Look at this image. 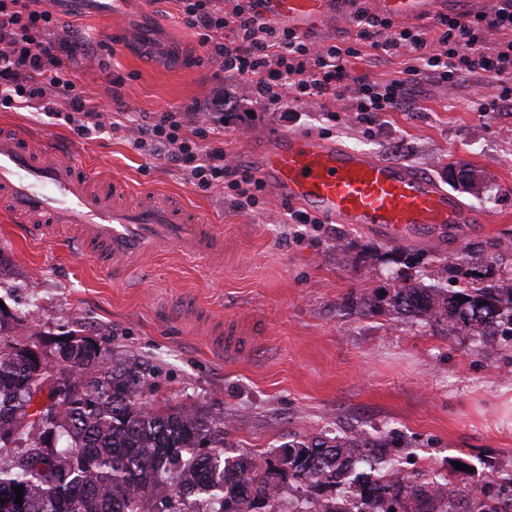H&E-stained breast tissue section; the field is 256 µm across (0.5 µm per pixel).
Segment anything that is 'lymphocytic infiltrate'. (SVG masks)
Instances as JSON below:
<instances>
[{"label": "lymphocytic infiltrate", "instance_id": "lymphocytic-infiltrate-1", "mask_svg": "<svg viewBox=\"0 0 512 512\" xmlns=\"http://www.w3.org/2000/svg\"><path fill=\"white\" fill-rule=\"evenodd\" d=\"M188 27L199 30L212 60L237 81L244 96L279 110L296 102L324 109L348 100L353 112H393L407 106L419 83L455 86L475 73L512 78V0H496L491 12L440 18L435 30L408 28L355 0L356 42L320 43L267 22L257 0H178ZM42 0H0V106H33L75 124L82 134L101 125L87 92L72 81L66 62L75 44ZM404 53L408 65L385 83L355 79L349 58ZM189 105L167 111L132 130L136 148L162 150L199 189L228 185L234 202L254 205L257 179L241 170L222 147L199 144L185 133Z\"/></svg>", "mask_w": 512, "mask_h": 512}]
</instances>
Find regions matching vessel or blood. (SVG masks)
<instances>
[{"label": "vessel or blood", "instance_id": "vessel-or-blood-1", "mask_svg": "<svg viewBox=\"0 0 512 512\" xmlns=\"http://www.w3.org/2000/svg\"><path fill=\"white\" fill-rule=\"evenodd\" d=\"M441 0H374L379 12L418 18ZM65 12L90 13L124 23L145 0H54ZM267 18L299 33L317 30L336 16L335 0H263ZM257 171L293 203L328 222L377 230L389 242L409 240L413 229L466 224L470 215L433 179L403 163L354 151L301 132L269 138ZM127 183L116 176L79 173L57 139L23 129L0 131V199L14 220L37 239L67 226L78 255L112 265L115 279L142 269L147 257L170 249L219 260L222 239L210 221L179 198L144 191L126 203ZM237 323L214 324L210 346L232 354L240 347Z\"/></svg>", "mask_w": 512, "mask_h": 512}]
</instances>
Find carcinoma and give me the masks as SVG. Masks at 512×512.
<instances>
[{"mask_svg": "<svg viewBox=\"0 0 512 512\" xmlns=\"http://www.w3.org/2000/svg\"><path fill=\"white\" fill-rule=\"evenodd\" d=\"M477 260L471 249L426 283L401 274L384 296L349 298L360 318L386 304L391 314L465 334L494 352L512 336V277L491 280L512 247ZM0 308V439L13 457L0 464V512H276L280 482L312 500L305 512H512L499 479L474 488L422 482L389 454L395 440L353 432L335 444H288L275 456L224 457V420L186 406L147 405L148 379L112 364L92 339L71 330L49 355L19 333ZM63 376L70 385L33 411L34 397ZM65 437L68 445L57 447ZM365 464L369 474L358 471ZM23 488V503L15 502Z\"/></svg>", "mask_w": 512, "mask_h": 512, "instance_id": "obj_1", "label": "carcinoma"}]
</instances>
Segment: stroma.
<instances>
[{
    "label": "stroma",
    "instance_id": "35a3bbf8",
    "mask_svg": "<svg viewBox=\"0 0 512 512\" xmlns=\"http://www.w3.org/2000/svg\"><path fill=\"white\" fill-rule=\"evenodd\" d=\"M68 23L96 54L71 73L91 92L102 129L88 138L26 107L0 106V121L66 138L83 168L118 174L131 195L178 194L211 219L224 259L215 268L173 251L118 282L110 266L28 239L0 202V253L8 259L0 302L41 349L81 331L112 361L147 374L156 403L223 419L228 457L273 455L288 443L358 430L395 435L391 456L408 472L449 475L462 487L492 473L512 476V339L488 356L471 337L403 323L383 308L366 318L345 314L349 292L388 286L399 269L393 243L366 228L289 223L290 202L265 182L255 206L238 208L230 188L199 190L180 168L135 148L127 132L130 123L206 101L221 86L229 98L220 140L245 169L253 167L244 154L250 142L308 132L434 178L487 221L419 236L414 248L424 259L411 271L418 278L472 244L512 239V79L476 73L453 87L426 83L398 112H340L332 101L322 112L297 105L275 112L225 80L177 0H153L150 14H131L121 32L93 16ZM144 27L151 43L139 40ZM480 97L498 98V108L479 111ZM462 166L483 176L481 192L449 181V169ZM339 240L350 247L349 262L336 257ZM186 299L203 308L191 329L163 312ZM228 318L247 330L236 356L213 352L205 340L212 322Z\"/></svg>",
    "mask_w": 512,
    "mask_h": 512
}]
</instances>
